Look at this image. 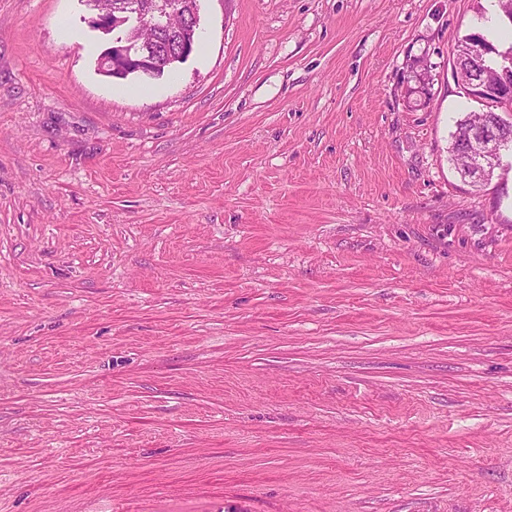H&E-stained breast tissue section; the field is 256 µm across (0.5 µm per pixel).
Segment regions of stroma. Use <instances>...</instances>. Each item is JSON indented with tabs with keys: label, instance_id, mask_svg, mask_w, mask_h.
I'll list each match as a JSON object with an SVG mask.
<instances>
[{
	"label": "stroma",
	"instance_id": "1",
	"mask_svg": "<svg viewBox=\"0 0 512 512\" xmlns=\"http://www.w3.org/2000/svg\"><path fill=\"white\" fill-rule=\"evenodd\" d=\"M88 14L0 0V512H512V169L448 159L493 0H201L114 81Z\"/></svg>",
	"mask_w": 512,
	"mask_h": 512
}]
</instances>
